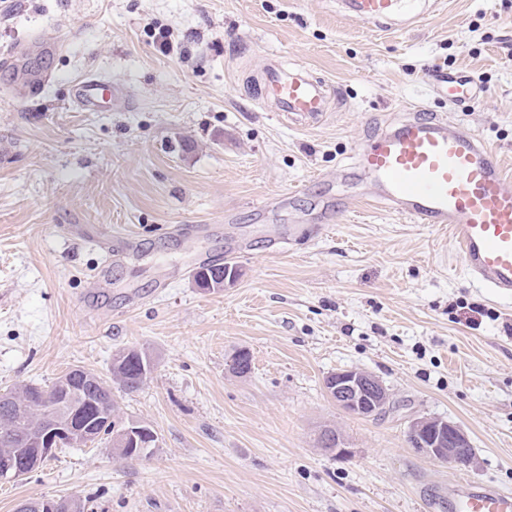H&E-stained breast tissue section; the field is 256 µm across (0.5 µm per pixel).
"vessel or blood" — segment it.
Listing matches in <instances>:
<instances>
[{"label":"vessel or blood","instance_id":"1","mask_svg":"<svg viewBox=\"0 0 512 512\" xmlns=\"http://www.w3.org/2000/svg\"><path fill=\"white\" fill-rule=\"evenodd\" d=\"M349 20L389 29L418 22L416 0H344ZM440 96L471 103L476 89L463 76L440 73ZM334 88L306 70H266L259 97L273 101L289 119L322 116ZM112 103V83L89 74L73 87L70 105L98 112ZM368 180L369 199L417 224L448 229L466 272L499 299L512 298V188L496 152L471 128L440 114L413 113L385 127L358 151L355 163ZM450 512H512V494L488 485L459 482L448 487Z\"/></svg>","mask_w":512,"mask_h":512}]
</instances>
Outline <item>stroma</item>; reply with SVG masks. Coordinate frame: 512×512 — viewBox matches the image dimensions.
<instances>
[{
  "instance_id": "obj_1",
  "label": "stroma",
  "mask_w": 512,
  "mask_h": 512,
  "mask_svg": "<svg viewBox=\"0 0 512 512\" xmlns=\"http://www.w3.org/2000/svg\"><path fill=\"white\" fill-rule=\"evenodd\" d=\"M166 25L164 54L151 30ZM22 40L63 50L0 68V391L76 366L104 376L138 346L155 370L115 400L158 441L128 464L106 438L58 450L0 479V512L69 496L84 512H448L451 482L512 493V300L470 281L445 230L368 200L354 168L370 135L425 108L474 130L512 177V0H446L390 31L347 20L339 0H0V55ZM273 53L338 87L318 122L255 100ZM437 70L478 98L437 97ZM44 73L28 97L25 78ZM88 73L122 98L69 107ZM174 224L210 231L175 239ZM104 226L139 249L92 297ZM200 256L236 264V282L199 288L186 267ZM239 349L244 377L226 366ZM346 369L385 383L386 412L330 399L326 376ZM422 415L459 424L475 466L411 448ZM328 426L349 456L321 450Z\"/></svg>"
}]
</instances>
